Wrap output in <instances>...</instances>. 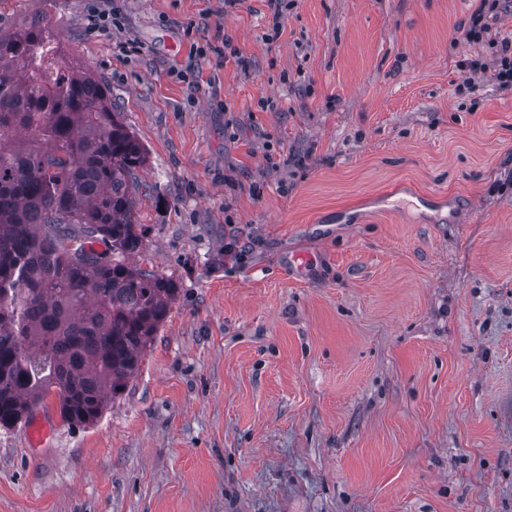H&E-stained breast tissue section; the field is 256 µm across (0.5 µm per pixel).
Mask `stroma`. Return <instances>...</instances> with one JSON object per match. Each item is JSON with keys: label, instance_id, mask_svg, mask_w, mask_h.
I'll list each match as a JSON object with an SVG mask.
<instances>
[{"label": "stroma", "instance_id": "obj_1", "mask_svg": "<svg viewBox=\"0 0 512 512\" xmlns=\"http://www.w3.org/2000/svg\"><path fill=\"white\" fill-rule=\"evenodd\" d=\"M103 2L0 27L47 18L109 84L148 152L136 261L179 294L99 421L50 396L42 443L0 429V512H512V88L458 90L512 0L479 42L477 0H296L271 45L266 0H119L107 34ZM220 33L239 61L191 58ZM121 18V11L118 6L113 4L110 9H94L89 15V26L94 29L110 30L112 27L118 28Z\"/></svg>", "mask_w": 512, "mask_h": 512}]
</instances>
